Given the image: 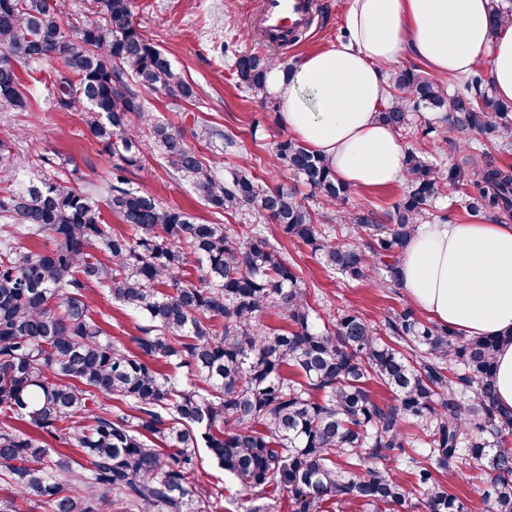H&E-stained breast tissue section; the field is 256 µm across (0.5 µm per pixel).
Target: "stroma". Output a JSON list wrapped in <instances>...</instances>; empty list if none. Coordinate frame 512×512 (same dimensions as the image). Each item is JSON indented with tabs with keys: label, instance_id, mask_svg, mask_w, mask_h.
I'll list each match as a JSON object with an SVG mask.
<instances>
[{
	"label": "stroma",
	"instance_id": "1",
	"mask_svg": "<svg viewBox=\"0 0 512 512\" xmlns=\"http://www.w3.org/2000/svg\"><path fill=\"white\" fill-rule=\"evenodd\" d=\"M262 4L263 0H134L135 25L168 54L198 92L196 100L180 104L156 91L144 92L143 98L156 120L183 133H190L197 116L232 132L238 146L230 153L218 142L194 144L205 157L219 158L222 168L250 163L260 182L296 188L299 197L305 198L308 188L280 170L274 160L275 144L290 136L281 118V105L273 99L259 103L239 88L224 45L235 43L242 52L269 51L277 65L291 69L305 56L344 39L349 0H313V18L302 40L284 48L264 46L259 25ZM55 70V64L42 65V83L34 93L31 111L0 112V139L12 141L16 153L23 156L63 155L78 168L83 184L102 183L110 171L107 154L77 113L56 110L48 96ZM404 145L431 153L446 169L459 163L463 154L484 149L479 136L469 131L451 134L445 141L431 136L408 138ZM132 180L163 204L183 208L201 222L211 221V213L193 187L169 173L158 156L148 155L145 171L133 175ZM286 251L301 271L323 322L334 321L338 313L352 309L382 327L409 301L402 288L353 283L325 272L307 248L290 244Z\"/></svg>",
	"mask_w": 512,
	"mask_h": 512
}]
</instances>
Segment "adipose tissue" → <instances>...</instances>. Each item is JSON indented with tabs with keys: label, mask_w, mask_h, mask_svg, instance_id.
Masks as SVG:
<instances>
[{
	"label": "adipose tissue",
	"mask_w": 512,
	"mask_h": 512,
	"mask_svg": "<svg viewBox=\"0 0 512 512\" xmlns=\"http://www.w3.org/2000/svg\"><path fill=\"white\" fill-rule=\"evenodd\" d=\"M491 0H350L347 37L271 68L266 90L289 131L354 187L404 181L405 147L378 113L388 70L413 55L464 76L488 59L497 96L512 102V25L490 24ZM419 308L467 336L512 330V224L419 225L398 265Z\"/></svg>",
	"instance_id": "ef3b65f1"
}]
</instances>
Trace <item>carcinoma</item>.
Listing matches in <instances>:
<instances>
[{
    "instance_id": "1",
    "label": "carcinoma",
    "mask_w": 512,
    "mask_h": 512,
    "mask_svg": "<svg viewBox=\"0 0 512 512\" xmlns=\"http://www.w3.org/2000/svg\"><path fill=\"white\" fill-rule=\"evenodd\" d=\"M99 19L69 24L64 0H0V112L32 102L23 72L60 61L51 92L78 112L112 158L102 185L75 186L78 170L14 153L0 140V479L48 512H209L224 488L199 485L207 448L254 503L247 512H323L357 501L368 512H467L448 477L471 464L489 476L492 512H512V411L497 405L494 362L512 331L463 336L402 308L384 334L354 311L319 327L309 290L280 240L302 244L326 272L399 285L397 258L426 206L465 187L470 213L512 212V167L469 157L443 171L414 150L407 190L382 214L345 212L352 241L329 238L295 191L262 186L247 165L219 173L180 131L146 111L141 90L173 102L197 91L132 22L133 0H102ZM242 87L266 101L272 58L233 53ZM383 122L409 136L448 140L474 131L512 144V102L474 69L454 91L412 65L395 73ZM152 149L215 215L252 210L262 224H205L133 185L145 170L134 121ZM198 136L232 152L234 136L204 124ZM278 164L330 205L350 186L305 144H276ZM107 207L128 228L105 220ZM102 294L141 317L120 345L92 309ZM289 329L264 325L270 313ZM394 395L378 403L369 385ZM60 444L56 448L49 440ZM76 448L88 466L65 452Z\"/></svg>"
}]
</instances>
